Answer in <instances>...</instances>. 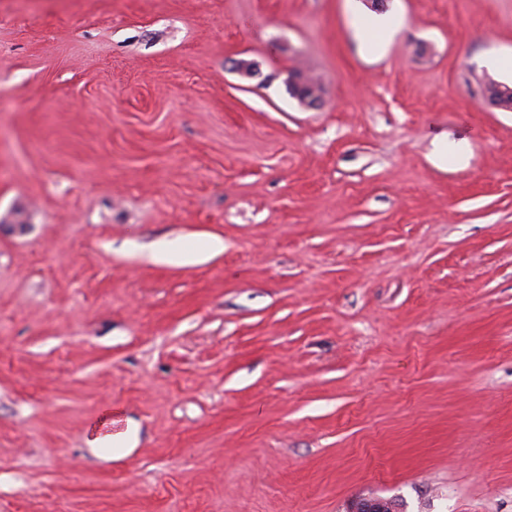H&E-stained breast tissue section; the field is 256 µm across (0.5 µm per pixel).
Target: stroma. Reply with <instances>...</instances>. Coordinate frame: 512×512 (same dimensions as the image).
<instances>
[{
  "label": "stroma",
  "instance_id": "1",
  "mask_svg": "<svg viewBox=\"0 0 512 512\" xmlns=\"http://www.w3.org/2000/svg\"><path fill=\"white\" fill-rule=\"evenodd\" d=\"M372 13L0 0V512H512V0ZM308 80L302 73H292L288 80L289 93L302 105L309 107L320 106L323 101V94L312 96L307 91Z\"/></svg>",
  "mask_w": 512,
  "mask_h": 512
}]
</instances>
